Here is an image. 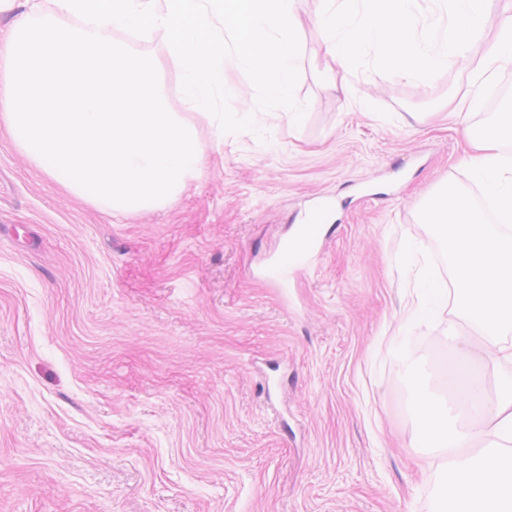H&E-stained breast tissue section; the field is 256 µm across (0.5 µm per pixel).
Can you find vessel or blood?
Returning a JSON list of instances; mask_svg holds the SVG:
<instances>
[{
  "mask_svg": "<svg viewBox=\"0 0 512 512\" xmlns=\"http://www.w3.org/2000/svg\"><path fill=\"white\" fill-rule=\"evenodd\" d=\"M328 219L327 204L318 203L311 222L300 225L295 241L281 246L275 260L265 271L266 279L284 289L305 272L323 250V227Z\"/></svg>",
  "mask_w": 512,
  "mask_h": 512,
  "instance_id": "obj_1",
  "label": "vessel or blood"
}]
</instances>
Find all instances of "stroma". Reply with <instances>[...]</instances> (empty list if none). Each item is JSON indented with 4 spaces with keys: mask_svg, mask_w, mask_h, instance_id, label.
Segmentation results:
<instances>
[{
    "mask_svg": "<svg viewBox=\"0 0 512 512\" xmlns=\"http://www.w3.org/2000/svg\"><path fill=\"white\" fill-rule=\"evenodd\" d=\"M301 0L295 98L258 132L204 148L173 199L114 214L50 178L0 121V512H429L446 458L426 455L399 347L441 385L448 305L420 323L418 282L454 289L420 220L448 183L470 194L467 90L372 69L332 90L317 18ZM169 111L179 71L156 36ZM324 253L281 292L265 258L318 201Z\"/></svg>",
    "mask_w": 512,
    "mask_h": 512,
    "instance_id": "obj_1",
    "label": "stroma"
}]
</instances>
